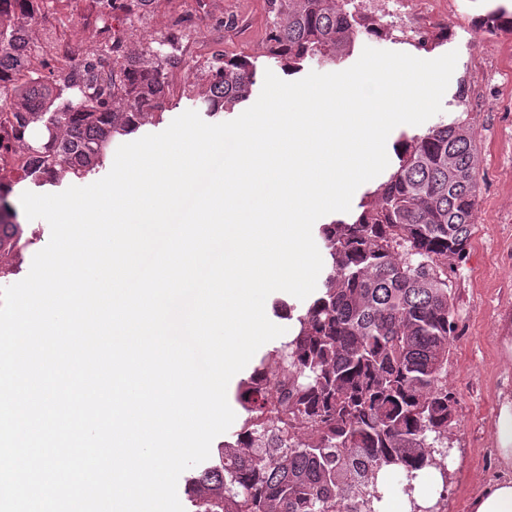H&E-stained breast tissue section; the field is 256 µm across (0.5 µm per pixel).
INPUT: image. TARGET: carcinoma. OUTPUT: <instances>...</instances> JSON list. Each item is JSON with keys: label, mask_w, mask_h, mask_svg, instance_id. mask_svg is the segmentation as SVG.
<instances>
[{"label": "carcinoma", "mask_w": 512, "mask_h": 512, "mask_svg": "<svg viewBox=\"0 0 512 512\" xmlns=\"http://www.w3.org/2000/svg\"><path fill=\"white\" fill-rule=\"evenodd\" d=\"M266 63L296 74L315 60L336 65L355 41L381 36L352 0H267ZM37 0H0V248L22 235L9 200L22 182L60 184L106 166L112 142L162 121L168 70L163 45L126 55L118 45L88 54L64 76L25 79L39 59L19 17ZM490 32L512 29L499 5L476 18ZM258 57L217 50L204 86L183 90L217 119L246 102ZM471 117L400 136L398 168L366 191L359 213L319 227L330 268L319 295L300 310L297 334L265 355L236 391L245 412L226 448L278 449L269 457L224 458L188 485L215 483L236 512H377L380 477L399 472L412 498L416 473L441 475L433 503L447 512L448 430L456 424L448 351L456 319L448 271L466 255L477 205ZM309 431L307 439L298 429Z\"/></svg>", "instance_id": "1"}]
</instances>
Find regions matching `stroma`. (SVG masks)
Masks as SVG:
<instances>
[{
    "label": "stroma",
    "mask_w": 512,
    "mask_h": 512,
    "mask_svg": "<svg viewBox=\"0 0 512 512\" xmlns=\"http://www.w3.org/2000/svg\"><path fill=\"white\" fill-rule=\"evenodd\" d=\"M417 12L424 36L434 49L422 52L409 34L393 27L389 17L376 15L387 27L382 37L356 40L352 59L364 47L423 53L434 59L457 51L458 60L442 100L439 117L451 120L464 110L475 72L494 67L483 90L484 108L473 113L477 139L478 199L466 256L448 275L456 310V338L448 352V386L455 393L456 424L448 433V512H469L470 502L488 481L505 477L496 455V424L503 398L512 394V110L501 101L512 99V31L482 34L475 19L489 9L488 0H387ZM218 15L242 17L239 30H225L214 21L193 26L192 46L177 66L178 87L197 85L214 50L225 54H259L270 28L267 0H215ZM98 10V0H40L26 25L39 53H48L64 35L89 41L100 50L94 33L111 26Z\"/></svg>",
    "instance_id": "1"
}]
</instances>
